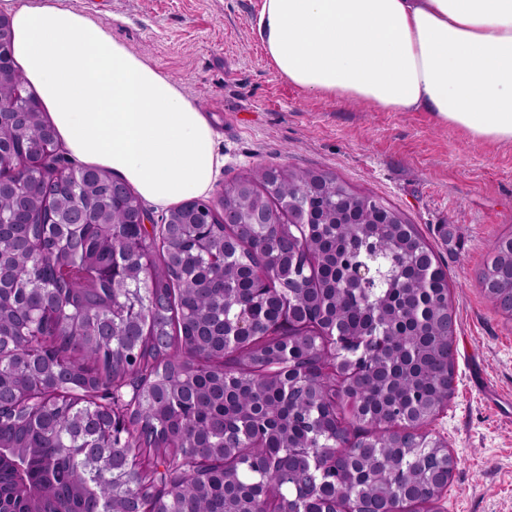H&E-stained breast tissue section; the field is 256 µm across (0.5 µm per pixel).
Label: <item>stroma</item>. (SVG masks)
I'll use <instances>...</instances> for the list:
<instances>
[{
  "label": "stroma",
  "mask_w": 512,
  "mask_h": 512,
  "mask_svg": "<svg viewBox=\"0 0 512 512\" xmlns=\"http://www.w3.org/2000/svg\"><path fill=\"white\" fill-rule=\"evenodd\" d=\"M143 55L207 112L225 184L256 166L313 168L382 198L448 271L454 393L426 430L458 466L435 512H512V319L477 275L512 234V145L473 140L426 112L316 97L278 78L257 34L262 0H64Z\"/></svg>",
  "instance_id": "obj_1"
}]
</instances>
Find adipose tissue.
Listing matches in <instances>:
<instances>
[{"mask_svg": "<svg viewBox=\"0 0 512 512\" xmlns=\"http://www.w3.org/2000/svg\"><path fill=\"white\" fill-rule=\"evenodd\" d=\"M13 57L70 156L167 207L210 192L208 115L93 18L58 0H0ZM257 32L303 92L427 112L512 145V0H263Z\"/></svg>", "mask_w": 512, "mask_h": 512, "instance_id": "obj_1", "label": "adipose tissue"}]
</instances>
